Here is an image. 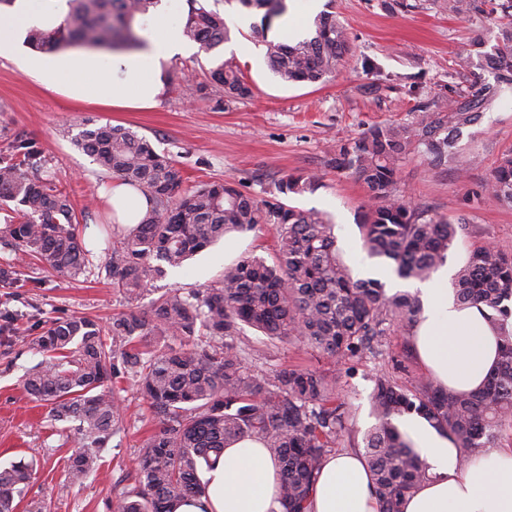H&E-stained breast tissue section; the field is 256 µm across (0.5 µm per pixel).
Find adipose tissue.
Segmentation results:
<instances>
[{
	"mask_svg": "<svg viewBox=\"0 0 512 512\" xmlns=\"http://www.w3.org/2000/svg\"><path fill=\"white\" fill-rule=\"evenodd\" d=\"M188 48L183 28L158 18L145 47L116 55L102 69L91 53L55 56L32 52L25 68L42 83L71 98L120 108L152 106L165 89L164 69ZM426 309L416 328L415 348L435 378L457 391L477 388L493 367L497 341L485 311L455 304L447 269L411 283ZM397 425L430 466L432 480L407 497L402 512H512V450L462 460L452 443L419 417L406 414ZM203 480L200 496L175 512H277L279 469L261 442L246 439L225 449ZM312 512H377L373 482L359 454L345 451L321 467Z\"/></svg>",
	"mask_w": 512,
	"mask_h": 512,
	"instance_id": "adipose-tissue-1",
	"label": "adipose tissue"
}]
</instances>
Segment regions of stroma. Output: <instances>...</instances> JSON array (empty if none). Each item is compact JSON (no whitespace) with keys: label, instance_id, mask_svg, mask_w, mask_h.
<instances>
[{"label":"stroma","instance_id":"obj_1","mask_svg":"<svg viewBox=\"0 0 512 512\" xmlns=\"http://www.w3.org/2000/svg\"><path fill=\"white\" fill-rule=\"evenodd\" d=\"M329 1L347 29L352 55L324 82L281 81L267 67L260 37L246 27L232 39L249 47L235 59L254 87L252 98L225 101L210 76V60L196 50L168 64L169 70L184 71L186 81L166 87L153 108L128 110L76 101L48 89L23 70L22 58L28 53L23 47L16 58L0 57V127L27 133L50 158L56 183L69 192L75 210L88 211L83 238L94 263H102L107 252L101 227L109 223L110 210L101 201L106 178L71 143L87 120L130 128L156 150L172 155L185 172L189 190L230 178L240 190L261 199L284 174L314 176L317 188L289 197V204L332 217L337 245L355 277H365L370 269L391 275L392 262L369 258L362 249L358 224L368 203L365 187L330 167L327 151L373 126L408 121L413 112L449 97L452 88L466 86L472 77L494 82L495 74L488 69L457 73L456 61L474 38L494 45L498 16H452L425 4L389 13L378 0H316L317 10ZM460 146L471 158L465 171L453 164L434 169L416 155L403 162L397 186L400 196L429 216L465 224L464 236L448 252L452 271L470 250L486 242L512 253V208L498 206L484 194L491 170L503 154L512 152V86L502 87L493 106L464 128ZM273 247L270 228L232 232L154 285L163 291L213 285L226 265L250 254L270 256ZM148 305V298L125 299L109 280L96 276L36 281L26 270L19 283H0V309L18 311V326L37 332L56 317L73 314L107 323L113 314ZM6 340L1 333L0 464L21 458L32 462L34 475L24 499L45 502L48 512H112V499L131 484L135 454L153 424L147 403L136 386L123 383L125 431L102 450L98 473L83 484L67 486L66 471L77 446L68 428L51 424L47 407L23 388L25 373L41 356L21 345L7 346ZM353 365L350 373L337 367L336 377L353 407L354 427L362 432L372 419L371 375L380 362L365 356Z\"/></svg>","mask_w":512,"mask_h":512}]
</instances>
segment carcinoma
I'll list each match as a JSON object with an SVG mask.
<instances>
[{"label": "carcinoma", "instance_id": "carcinoma-1", "mask_svg": "<svg viewBox=\"0 0 512 512\" xmlns=\"http://www.w3.org/2000/svg\"><path fill=\"white\" fill-rule=\"evenodd\" d=\"M239 2L264 10L254 32L265 43L270 69L285 82H323L350 53L345 29L332 12L319 14L311 36L293 44L268 38L274 21L287 11L286 0ZM433 2L439 11L461 16L484 13L486 0ZM220 3L187 0L185 34L207 56L229 40ZM160 4L62 0L61 19L51 27L30 25L26 44L49 52L135 50L144 45L141 22ZM476 59L495 72L497 82L512 84V20L500 24L491 51L463 55L458 71L470 69ZM211 75L227 100L252 94L233 57L216 58ZM495 96L496 88L474 82L431 102L407 123L368 129L328 159L366 188L364 250L370 258L393 262L400 278L430 279L466 230L396 196L401 163L413 154L433 168L463 165L459 135ZM3 138L0 245L10 259L0 264V282L16 279L23 266L74 281L96 268L113 289L136 299L154 291V279L230 231L265 226L276 237L271 258L245 257L225 267L216 285L170 290L148 310L123 311L107 326L70 315L51 320L35 336L18 337L44 356L27 372L25 390L49 407L50 421L70 424L82 448L68 466L69 483L80 484L96 471V455L85 449L104 448L124 430L116 388L125 380L138 387L157 426L138 450L134 485L112 500V512H172L175 503L202 492L201 466L213 469L224 449L246 438L259 439L278 466L282 512H311L316 475L326 457L345 441L355 445L351 407L336 377L318 368L252 369L248 359L257 349L245 329L272 345L299 344L331 365H346L382 354L386 336H415L423 313L419 296L389 295L380 281L355 277L339 254L330 219L288 205V197L314 191L313 177L286 174L265 199L242 192L230 179L185 192L179 162L110 123L83 124L72 144L101 173L133 187L149 209L133 226L111 225L112 246L95 266L69 195L55 185L43 151L21 131ZM486 190L495 204L512 208V152L498 160ZM453 285L460 305L492 311L497 361L482 388L469 392L453 391L423 374L405 385L399 378L407 368L403 359L373 374L375 423L361 442L379 512H402L404 499L433 478L394 425L395 417L417 415L467 459L490 455L512 427V255L491 243L474 248ZM31 475L32 465L23 459L0 467V512H15V496Z\"/></svg>", "mask_w": 512, "mask_h": 512}]
</instances>
